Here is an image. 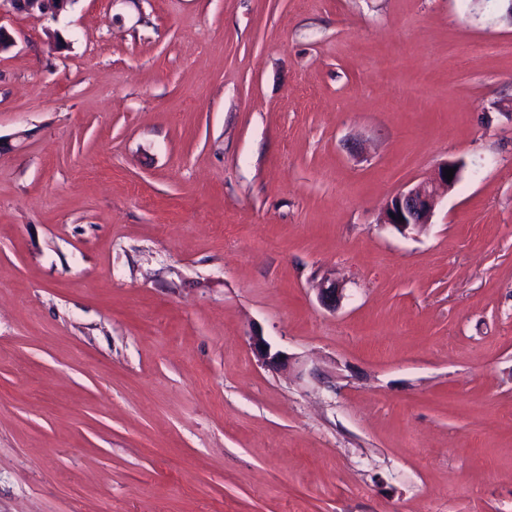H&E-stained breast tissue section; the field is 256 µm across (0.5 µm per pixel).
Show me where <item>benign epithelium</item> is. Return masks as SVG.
<instances>
[{"label": "benign epithelium", "instance_id": "1", "mask_svg": "<svg viewBox=\"0 0 512 512\" xmlns=\"http://www.w3.org/2000/svg\"><path fill=\"white\" fill-rule=\"evenodd\" d=\"M72 0H0V20L7 14L24 10L38 11L43 4L52 5L55 16L67 10ZM454 169L452 180L445 178V170ZM461 165L445 163L438 168L433 177L422 181L412 188L393 195L386 203L382 222L390 224L400 231L410 227H423L430 223L440 195L450 190L458 181ZM344 288L334 279L323 280L317 288L321 303L328 308H336L343 298ZM252 349L262 364L273 369L285 368L289 365L288 355L271 347L264 337L255 334L250 336Z\"/></svg>", "mask_w": 512, "mask_h": 512}]
</instances>
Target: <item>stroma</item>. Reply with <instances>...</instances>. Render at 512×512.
<instances>
[{
    "label": "stroma",
    "instance_id": "35a3bbf8",
    "mask_svg": "<svg viewBox=\"0 0 512 512\" xmlns=\"http://www.w3.org/2000/svg\"><path fill=\"white\" fill-rule=\"evenodd\" d=\"M506 8L7 17L0 512H512ZM461 167L458 163L446 162L438 168L433 177L416 184L407 191L393 195L386 203L382 222L390 224L400 231L430 224L440 195L444 191H449L456 184ZM449 168H456L451 182L445 178V169ZM391 214H395V218H392ZM399 216H402L404 221H399ZM252 349L262 364L273 369L285 368L289 365V357L283 352L271 353V347L263 336L255 334L250 336Z\"/></svg>",
    "mask_w": 512,
    "mask_h": 512
}]
</instances>
